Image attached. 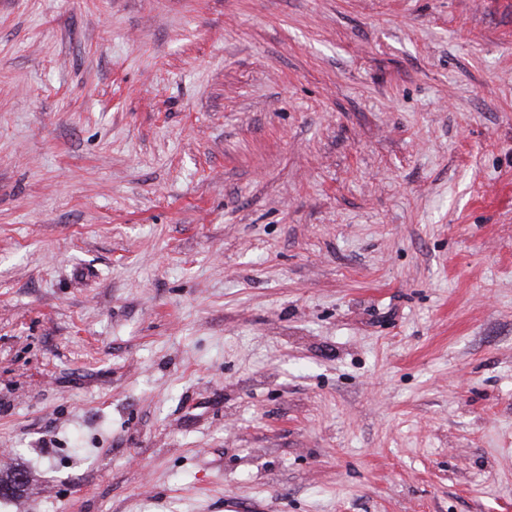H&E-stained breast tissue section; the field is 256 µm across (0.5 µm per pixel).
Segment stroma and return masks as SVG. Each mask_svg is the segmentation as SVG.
<instances>
[{
	"instance_id": "1",
	"label": "stroma",
	"mask_w": 512,
	"mask_h": 512,
	"mask_svg": "<svg viewBox=\"0 0 512 512\" xmlns=\"http://www.w3.org/2000/svg\"><path fill=\"white\" fill-rule=\"evenodd\" d=\"M0 512H512V0H0Z\"/></svg>"
}]
</instances>
